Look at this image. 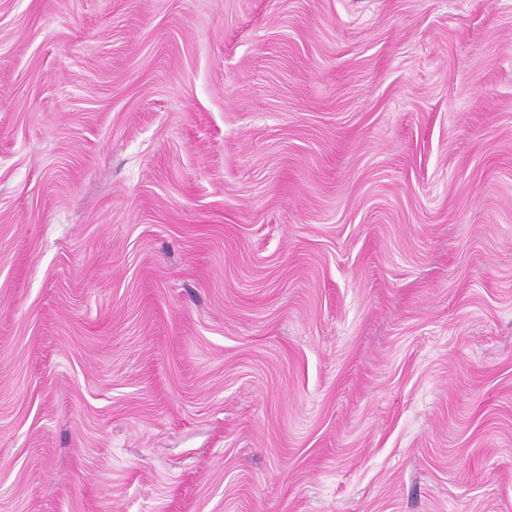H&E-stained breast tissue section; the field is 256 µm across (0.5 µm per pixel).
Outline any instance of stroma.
<instances>
[{
  "label": "stroma",
  "instance_id": "35a3bbf8",
  "mask_svg": "<svg viewBox=\"0 0 512 512\" xmlns=\"http://www.w3.org/2000/svg\"><path fill=\"white\" fill-rule=\"evenodd\" d=\"M0 512H512V0H0Z\"/></svg>",
  "mask_w": 512,
  "mask_h": 512
}]
</instances>
